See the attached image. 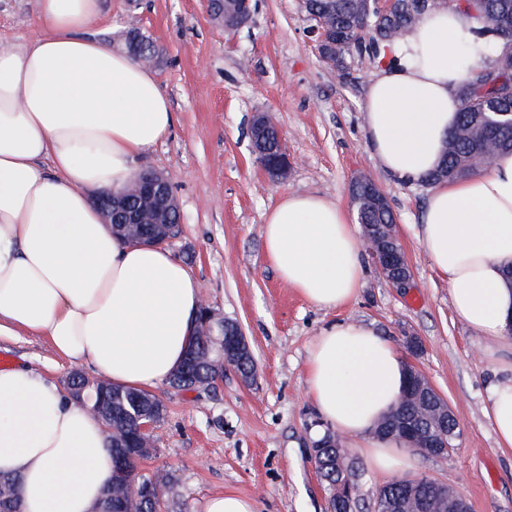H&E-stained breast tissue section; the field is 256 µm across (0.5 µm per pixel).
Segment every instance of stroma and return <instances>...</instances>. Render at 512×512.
Instances as JSON below:
<instances>
[{"mask_svg": "<svg viewBox=\"0 0 512 512\" xmlns=\"http://www.w3.org/2000/svg\"><path fill=\"white\" fill-rule=\"evenodd\" d=\"M251 23L233 33L211 20L207 0H101L91 35L113 40L128 16L159 51L153 68L173 112L168 137L142 153L137 168L169 178L181 211L171 252L198 279L214 309L237 321L257 367L253 382L224 373L217 388L153 392L167 406L156 453L141 474L169 473L168 512H191L220 492L254 500L257 512H329L325 481L312 460L323 423L305 393L308 349L320 329L354 321L380 331L447 400L459 436L448 456L416 455L412 475L448 485L471 512H512V453L501 451L485 412L488 380L512 373V342L482 336L457 317L448 283L419 246L428 188L387 175L369 151L360 106L374 67L348 58L324 63L301 0H253ZM38 31V0H0V44L18 46ZM273 113L293 167L269 181L250 141L254 112ZM386 195L412 271L406 290L369 269L348 305L321 308L301 298L264 256L262 215L289 193H314L355 212L354 177ZM419 352H411L409 339ZM0 358L53 382L72 372L47 337L0 336Z\"/></svg>", "mask_w": 512, "mask_h": 512, "instance_id": "stroma-1", "label": "stroma"}]
</instances>
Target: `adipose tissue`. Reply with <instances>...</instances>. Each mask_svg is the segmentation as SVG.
Returning <instances> with one entry per match:
<instances>
[{
	"label": "adipose tissue",
	"instance_id": "ef3b65f1",
	"mask_svg": "<svg viewBox=\"0 0 512 512\" xmlns=\"http://www.w3.org/2000/svg\"><path fill=\"white\" fill-rule=\"evenodd\" d=\"M100 0H38L40 35L0 48V335L48 337L52 350L112 384L148 389L182 361L202 286L167 249L126 242L91 191L121 193L138 156L171 131L153 73L86 35ZM479 18L442 0L384 45L362 103L365 138L384 172L428 184L415 237L448 282L460 319L512 334V153L482 173L429 184L455 126L463 57ZM263 249L313 305L354 299L368 271L359 226L336 201L291 193L263 215ZM407 364L374 328L344 321L309 347L306 393L322 421L355 439L370 468H411L398 437L375 428L400 400ZM499 449L512 451V379L488 387ZM113 471L101 423L29 368L0 369V473L17 476L22 512H98Z\"/></svg>",
	"mask_w": 512,
	"mask_h": 512
}]
</instances>
